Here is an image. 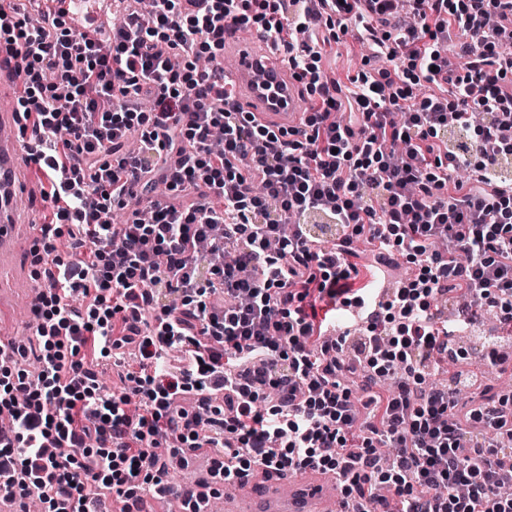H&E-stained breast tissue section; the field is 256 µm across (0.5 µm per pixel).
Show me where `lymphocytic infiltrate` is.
<instances>
[{
    "label": "lymphocytic infiltrate",
    "mask_w": 512,
    "mask_h": 512,
    "mask_svg": "<svg viewBox=\"0 0 512 512\" xmlns=\"http://www.w3.org/2000/svg\"><path fill=\"white\" fill-rule=\"evenodd\" d=\"M124 19L84 34L65 19L0 23V50L18 57V108L50 177L42 274L33 303L36 374L26 345L0 364V493L43 512H97L111 498L135 512L162 493L172 459L205 451L213 478L318 469L336 476L359 512H512V448L498 445L507 397L459 414L466 381L430 386L435 358L459 355L436 300L448 291L493 311L492 363L512 342V18L507 0H132ZM264 33L311 101L301 130L254 123L199 58L224 56V34ZM354 30L381 61L349 82L329 75L332 31ZM439 87L419 95L421 86ZM224 131V151L209 147ZM179 159L165 167L162 158ZM142 177L143 214L125 207L126 167ZM469 170L458 179L459 170ZM166 194H158L157 184ZM344 237L312 250L307 219ZM402 256L416 272L373 301L357 349L370 391L368 435L342 353L316 303L364 307L353 243ZM447 250L435 249L437 239ZM88 247L66 260L59 244ZM467 254L460 262L459 254ZM153 311V321L143 314ZM139 353L128 387L99 381L100 360ZM392 375L398 387L379 386ZM195 395L198 410L177 409ZM488 435L466 443L462 419ZM397 451L388 468L374 448Z\"/></svg>",
    "instance_id": "lymphocytic-infiltrate-1"
}]
</instances>
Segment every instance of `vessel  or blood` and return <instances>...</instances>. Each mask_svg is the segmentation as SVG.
<instances>
[{
  "instance_id": "b4317fda",
  "label": "vessel or blood",
  "mask_w": 512,
  "mask_h": 512,
  "mask_svg": "<svg viewBox=\"0 0 512 512\" xmlns=\"http://www.w3.org/2000/svg\"><path fill=\"white\" fill-rule=\"evenodd\" d=\"M232 59L228 79L242 111L265 125L302 128L307 107L299 97L300 83L288 77L272 42L258 47L250 41L237 42ZM17 64L16 57L0 54V99L9 104L22 93ZM20 126L14 109L0 112V267H13L16 277L25 279L29 270L18 266V257L40 243L43 231L22 208L23 197L33 187L19 180L26 168ZM224 512H350V508L343 497L329 493L316 471L307 469L262 487L249 476L225 482Z\"/></svg>"
}]
</instances>
